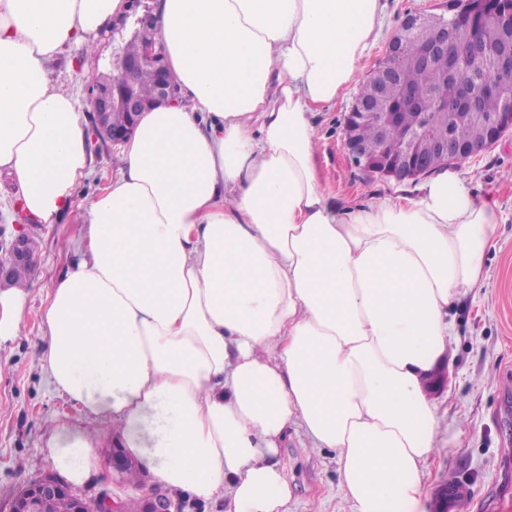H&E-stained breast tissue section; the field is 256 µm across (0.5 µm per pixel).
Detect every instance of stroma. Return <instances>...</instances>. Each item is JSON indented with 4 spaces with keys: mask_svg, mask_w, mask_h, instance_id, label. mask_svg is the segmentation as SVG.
Segmentation results:
<instances>
[{
    "mask_svg": "<svg viewBox=\"0 0 512 512\" xmlns=\"http://www.w3.org/2000/svg\"><path fill=\"white\" fill-rule=\"evenodd\" d=\"M375 38L359 64L357 82L321 112L316 164L334 203L350 206L383 198L417 196L421 181L397 182L366 175L354 168L342 142L344 118L359 85L383 59L406 14L441 13L446 0H381ZM100 52L82 58L78 48L60 53L50 64L54 81L72 88L87 103L88 87L112 55L111 31L99 36ZM119 165L116 149L93 155L75 199L103 192ZM450 172L473 193L491 196L502 215L495 244L485 256L487 287L473 289L450 311L455 334L448 342L447 389L435 392L442 420L461 428L456 448L447 435L425 468L424 512H435V495L446 484L460 482L464 498L449 501L448 512H483V504L512 493V132L478 156L453 164ZM78 212L52 225L30 224L39 242L37 266L24 331L0 347V512H10L12 499L30 482L57 468L45 444L51 419L80 423L96 431L82 409L56 393L39 357L42 313L51 281L76 259L80 240ZM286 467L291 489L288 512H352L338 488V465L331 450H311L306 437L289 432L277 456Z\"/></svg>",
    "mask_w": 512,
    "mask_h": 512,
    "instance_id": "stroma-1",
    "label": "stroma"
}]
</instances>
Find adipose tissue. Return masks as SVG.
<instances>
[{"label": "adipose tissue", "instance_id": "ef3b65f1", "mask_svg": "<svg viewBox=\"0 0 512 512\" xmlns=\"http://www.w3.org/2000/svg\"><path fill=\"white\" fill-rule=\"evenodd\" d=\"M380 0H158L178 101L145 112L105 192L76 204L89 131L48 62L95 43L126 0H0V171L16 211L81 209L85 247L49 286L54 389L160 483L225 512H288V428L336 454L354 512H423L440 418L426 389L450 309L486 287L496 203L440 172L415 198L340 206L313 118L352 83ZM29 286L0 289V345ZM73 482L95 441L55 421Z\"/></svg>", "mask_w": 512, "mask_h": 512}]
</instances>
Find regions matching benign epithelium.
<instances>
[{
  "mask_svg": "<svg viewBox=\"0 0 512 512\" xmlns=\"http://www.w3.org/2000/svg\"><path fill=\"white\" fill-rule=\"evenodd\" d=\"M496 0H451L447 13L409 14L402 21L399 30L390 40L383 62L371 77V88L375 98L389 101L390 112H368L365 103L358 100L353 111L348 113L343 145L352 164L363 170H372L385 179L398 182L416 180L433 173L428 167L427 157L420 144L429 142L432 153L443 160V167L455 162L456 158H472L495 144L508 130H512V92L503 95V110L485 125V139L480 142L459 141L448 135V98L435 102V112L418 124L403 130L400 151L397 157H389L384 150L369 153L358 136L356 122L371 121L377 128L380 143H388L390 132L396 122L397 108L420 109L410 87L403 79L409 68H426L435 59L448 56L453 48L454 28L449 24L454 18L467 16L470 19L496 15ZM418 42V52L407 53V44ZM151 68L155 74L154 96L143 100L132 91L133 83L140 73ZM114 78H102L93 86L88 100L89 110L95 120L92 126L94 137H103L111 144H120L131 136L140 115L154 107L176 100L177 88L170 72L163 65L161 45L151 42L145 45L139 56L127 58L116 55ZM454 117L474 121L480 117L477 102L468 97L465 103H453ZM123 112L128 121L121 128L115 127L110 116L115 111ZM5 229L0 226V288L11 284L17 267H36V260L28 249L29 235L19 229L10 238L4 237ZM134 466V460L123 450L112 448L108 467L112 476L124 480L125 473ZM141 512H184L185 501L173 499L156 487L141 485ZM67 496L72 499V512H124V504L115 500L104 489L93 498H86L81 492L53 474H47L27 485L12 500L11 512H51V505L57 499Z\"/></svg>",
  "mask_w": 512,
  "mask_h": 512,
  "instance_id": "obj_1",
  "label": "benign epithelium"
}]
</instances>
